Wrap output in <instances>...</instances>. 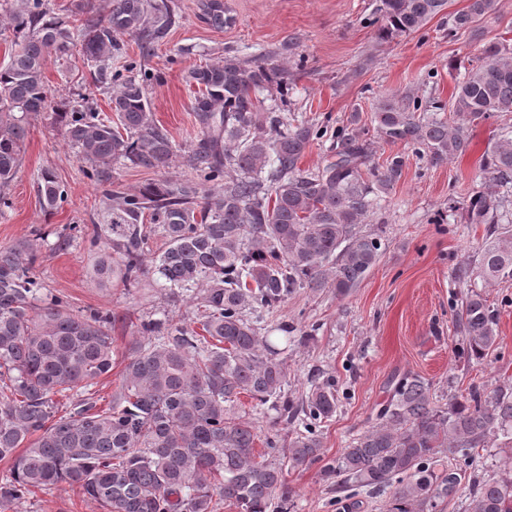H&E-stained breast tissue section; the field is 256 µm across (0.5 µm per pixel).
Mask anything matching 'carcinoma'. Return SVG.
Returning a JSON list of instances; mask_svg holds the SVG:
<instances>
[{
  "label": "carcinoma",
  "instance_id": "cac0c4a2",
  "mask_svg": "<svg viewBox=\"0 0 512 512\" xmlns=\"http://www.w3.org/2000/svg\"><path fill=\"white\" fill-rule=\"evenodd\" d=\"M494 0H470L454 16L467 28ZM448 0H382L366 24L390 40L422 30ZM204 21L228 24L224 0H203ZM76 18L59 17L46 0H17L5 9L16 34L0 66V190L22 159L28 119L51 108L45 80L49 57L77 52L97 85H116L117 121L89 104L53 112L52 124L87 163L86 176L102 188L104 223L92 225L95 274L107 286L138 287L150 279L172 301L191 304L188 322L141 320L122 371L121 391L100 409L89 386L115 363L110 324L99 311L76 313L63 297L40 293L33 274L34 244L0 247V509L38 491L67 485L103 512H215L229 502L242 512H290L283 452L294 467L320 460L313 425L336 413L334 380L311 377L299 400L288 397V373L268 336L267 317L302 289L334 290L342 299L374 268L379 235L363 230L369 216L401 178L399 154L374 161L359 114L331 134L324 164L298 166L328 126L281 112L288 67L267 57L193 68L192 110L199 129L189 148L196 178L150 183L134 191L112 188V164L162 169L177 154L157 124L144 82L112 70L117 37L135 36L148 52L172 23L168 0H112L104 18L75 4ZM446 105L409 95L380 98L371 125L386 144H401L440 164L466 153L469 127L441 116ZM453 111L470 123L512 112V55L497 43L459 77ZM480 170L493 185L512 188V126L502 128ZM38 193L44 210L65 200L49 171ZM150 214L152 224L144 223ZM468 224L487 225L486 239L455 278L471 288L455 327L467 356L482 361L497 345V313L480 292L512 280V200L495 190L474 192ZM166 248L146 263L150 234ZM77 396L59 414L54 397ZM271 404L293 428L284 440L261 436L235 415L239 395ZM262 440L265 451L254 453ZM512 447V384L473 391L448 406L433 401L417 375L399 379L377 423L353 439L324 473L336 494L392 490L389 512H428L469 494L470 512H512V473L477 479L470 452L500 442Z\"/></svg>",
  "mask_w": 512,
  "mask_h": 512
}]
</instances>
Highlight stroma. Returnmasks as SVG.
Returning a JSON list of instances; mask_svg holds the SVG:
<instances>
[{
    "mask_svg": "<svg viewBox=\"0 0 512 512\" xmlns=\"http://www.w3.org/2000/svg\"><path fill=\"white\" fill-rule=\"evenodd\" d=\"M168 2L174 21L150 57H143L137 38L124 36L112 64L142 63L154 73V81L146 85L150 110L169 130L178 152L161 170L114 164L112 183L123 190L192 177L187 148L198 128L191 112L195 87L188 72L194 66L222 62L228 54L247 60L261 51H286L289 108L329 118L336 127L346 124L355 111L369 119L384 94L452 102L459 70L474 63L482 46L495 42L512 51V0H496L494 10L461 29L453 17L469 0H449L447 10L428 23L424 35L390 41L379 40L375 27L365 24L381 0H224L231 23L221 31L201 20L200 0ZM46 85L54 105L73 107L86 99L98 112H111V90L93 85L80 55L50 58ZM506 124L512 125V112H498L473 125L466 154L447 163L435 165L407 155L402 178L366 224L383 242L382 256L367 277L345 298L307 290L289 297L270 315L272 326L290 329L288 337L278 341L288 369L289 395L304 393L308 374L318 368L335 378L338 397L335 415L318 428L320 462L285 471L292 512H344L322 469L375 424L380 405L400 378L423 377L441 405L474 385L512 383V280L485 291L498 314L497 350L476 362L468 359L456 337L454 314L467 288L451 271L472 258L486 231L448 208L449 200H464L484 187L479 161ZM85 167L62 130L51 126L48 114L30 117L21 164L4 191L8 203L0 206V246L35 242L34 272L44 288L66 295L74 310L124 315V322L111 331L117 360L96 386L97 405L104 408L120 383L139 319L164 310L174 321H184L190 309L171 302L165 288L102 287L92 271L95 250L88 242L75 241L62 252L50 250V242L66 225L103 221L100 188L84 176ZM46 170L67 192L66 202L50 213L38 195ZM12 512L100 510L61 487L37 493Z\"/></svg>",
    "mask_w": 512,
    "mask_h": 512,
    "instance_id": "1",
    "label": "stroma"
}]
</instances>
